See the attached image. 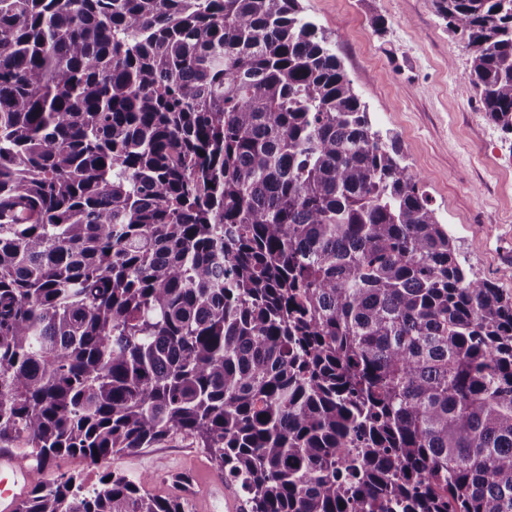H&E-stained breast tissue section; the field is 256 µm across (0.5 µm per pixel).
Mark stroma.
<instances>
[{
	"instance_id": "35a3bbf8",
	"label": "stroma",
	"mask_w": 512,
	"mask_h": 512,
	"mask_svg": "<svg viewBox=\"0 0 512 512\" xmlns=\"http://www.w3.org/2000/svg\"><path fill=\"white\" fill-rule=\"evenodd\" d=\"M300 3L329 36L374 129L397 136L471 278L512 289V136L488 121L469 80V55L432 0ZM104 468L149 476L158 495L187 472L192 512H241L240 486L188 438L110 457Z\"/></svg>"
}]
</instances>
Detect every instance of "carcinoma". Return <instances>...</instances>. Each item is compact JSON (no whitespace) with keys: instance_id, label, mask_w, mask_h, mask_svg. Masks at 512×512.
<instances>
[{"instance_id":"carcinoma-1","label":"carcinoma","mask_w":512,"mask_h":512,"mask_svg":"<svg viewBox=\"0 0 512 512\" xmlns=\"http://www.w3.org/2000/svg\"><path fill=\"white\" fill-rule=\"evenodd\" d=\"M512 134V0H433ZM192 439L242 512H512V289L468 278L299 0H0V448ZM103 471L15 512H191Z\"/></svg>"}]
</instances>
